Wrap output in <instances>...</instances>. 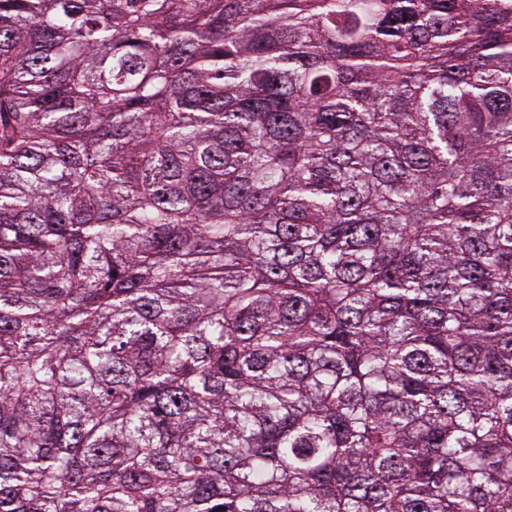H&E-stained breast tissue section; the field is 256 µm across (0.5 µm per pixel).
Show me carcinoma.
Returning a JSON list of instances; mask_svg holds the SVG:
<instances>
[{
  "label": "carcinoma",
  "instance_id": "obj_1",
  "mask_svg": "<svg viewBox=\"0 0 512 512\" xmlns=\"http://www.w3.org/2000/svg\"><path fill=\"white\" fill-rule=\"evenodd\" d=\"M0 512H512V0H0Z\"/></svg>",
  "mask_w": 512,
  "mask_h": 512
}]
</instances>
